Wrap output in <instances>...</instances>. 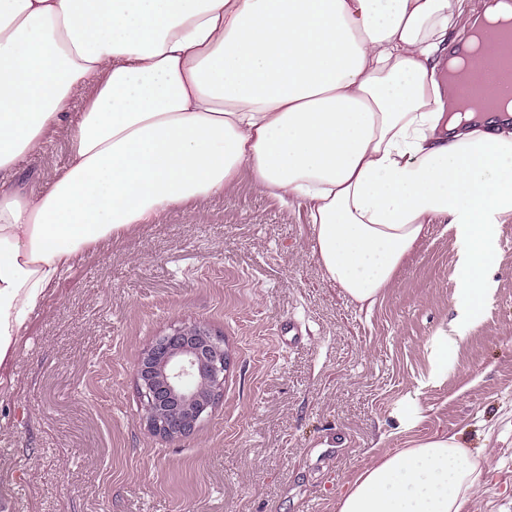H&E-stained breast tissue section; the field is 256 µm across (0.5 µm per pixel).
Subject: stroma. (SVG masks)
<instances>
[{
  "label": "stroma",
  "instance_id": "obj_1",
  "mask_svg": "<svg viewBox=\"0 0 512 512\" xmlns=\"http://www.w3.org/2000/svg\"><path fill=\"white\" fill-rule=\"evenodd\" d=\"M497 245L469 318L445 222L363 311L327 280L305 205L245 172L103 243L0 366V499L11 512H337L375 458L446 433L483 469L464 512H512V218ZM184 323L222 336L230 364L210 415L171 441L146 424L136 370ZM444 333L454 344L432 383ZM403 408L420 414L407 431ZM448 365V336H436L433 348L431 376L434 380L445 376Z\"/></svg>",
  "mask_w": 512,
  "mask_h": 512
}]
</instances>
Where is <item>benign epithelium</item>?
Listing matches in <instances>:
<instances>
[{"label":"benign epithelium","instance_id":"7a95c632","mask_svg":"<svg viewBox=\"0 0 512 512\" xmlns=\"http://www.w3.org/2000/svg\"><path fill=\"white\" fill-rule=\"evenodd\" d=\"M228 368L224 339L198 324L159 336L143 352L137 381L148 427L175 441L212 411Z\"/></svg>","mask_w":512,"mask_h":512}]
</instances>
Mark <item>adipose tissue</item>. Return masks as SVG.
<instances>
[{
    "label": "adipose tissue",
    "mask_w": 512,
    "mask_h": 512,
    "mask_svg": "<svg viewBox=\"0 0 512 512\" xmlns=\"http://www.w3.org/2000/svg\"><path fill=\"white\" fill-rule=\"evenodd\" d=\"M478 21L464 0H0V363L99 243L244 169L306 203L327 279L363 306L448 220L473 312L512 217V102L476 120L441 79ZM58 131L66 162L18 187ZM482 474L436 436L365 469L338 512H463Z\"/></svg>",
    "instance_id": "adipose-tissue-1"
}]
</instances>
